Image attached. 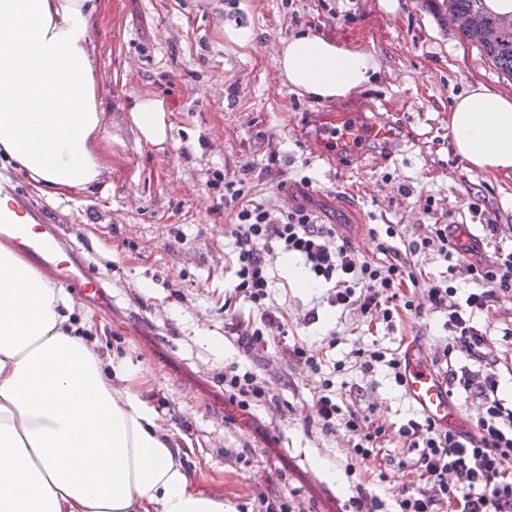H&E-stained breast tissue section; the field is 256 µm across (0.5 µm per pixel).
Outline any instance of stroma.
Masks as SVG:
<instances>
[{
    "label": "stroma",
    "mask_w": 512,
    "mask_h": 512,
    "mask_svg": "<svg viewBox=\"0 0 512 512\" xmlns=\"http://www.w3.org/2000/svg\"><path fill=\"white\" fill-rule=\"evenodd\" d=\"M229 28L251 29L252 43L230 42ZM304 31L374 57L376 79L338 105L391 123L390 143L333 163L315 155L308 117L322 106L290 89L275 56L281 40ZM92 44L111 178L54 200L1 158L0 179L10 178V196L40 223L61 226L102 274L111 302L80 299L76 306L104 322L101 353L149 369V397L196 448L183 462L201 493L239 512L271 492L294 512H343L359 481L346 471L351 436L323 430L312 388L330 378L351 406L375 407L381 422L399 427L415 413L403 387L386 369L349 368L352 353L415 339L432 354L447 338L444 316L366 326L325 302V286L298 287L277 255L270 261L274 299L286 308L289 333L323 355L322 369L312 372L275 334L243 355L231 325L253 310L233 291L240 202L229 200L228 188L242 187L245 199L274 217L303 201L369 259L377 255L369 225H397L409 241L429 224H467L478 234L491 218L500 226L484 242L492 257L512 246V174L469 170L451 148L448 109L480 84L511 96L512 77L460 36L442 0H101ZM148 94L165 98L172 112L160 147L139 140L129 120L130 107ZM488 325L500 392L512 399V346L500 341L503 328H512V296L500 300ZM337 361L345 370L334 371ZM234 362L266 384V400L246 428L210 406Z\"/></svg>",
    "instance_id": "35a3bbf8"
}]
</instances>
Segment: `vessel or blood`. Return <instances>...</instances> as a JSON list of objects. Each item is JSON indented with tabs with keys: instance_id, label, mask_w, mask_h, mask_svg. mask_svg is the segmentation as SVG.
<instances>
[{
	"instance_id": "vessel-or-blood-1",
	"label": "vessel or blood",
	"mask_w": 512,
	"mask_h": 512,
	"mask_svg": "<svg viewBox=\"0 0 512 512\" xmlns=\"http://www.w3.org/2000/svg\"><path fill=\"white\" fill-rule=\"evenodd\" d=\"M310 124L314 129L313 148L320 159L335 161L357 155L353 142L357 137L378 143L389 142L392 130L386 122L361 124L357 113L332 107L313 113ZM18 205H11L9 214L0 216L7 238L26 251L33 260L51 274L67 279L79 296L103 302L107 293L95 272L76 263L60 246L61 234L51 224L41 225L39 233H32L27 222L15 219ZM403 387L413 405L421 414L429 416L440 427L461 433L471 431L470 418L448 400L446 386L431 367L421 360L416 351H408Z\"/></svg>"
}]
</instances>
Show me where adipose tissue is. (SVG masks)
Returning <instances> with one entry per match:
<instances>
[{"instance_id": "adipose-tissue-1", "label": "adipose tissue", "mask_w": 512, "mask_h": 512, "mask_svg": "<svg viewBox=\"0 0 512 512\" xmlns=\"http://www.w3.org/2000/svg\"><path fill=\"white\" fill-rule=\"evenodd\" d=\"M97 0H0V153L54 197L109 179L106 110L91 64ZM292 90L333 101L366 88L370 54L306 32L282 41ZM139 137L163 144L162 98L130 108ZM456 154L478 172H512V96L477 86L448 112ZM103 322L0 243V512H238L202 495L193 447L143 394L147 368L101 356Z\"/></svg>"}]
</instances>
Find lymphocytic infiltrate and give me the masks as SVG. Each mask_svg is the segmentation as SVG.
Returning a JSON list of instances; mask_svg holds the SVG:
<instances>
[{
    "label": "lymphocytic infiltrate",
    "instance_id": "1",
    "mask_svg": "<svg viewBox=\"0 0 512 512\" xmlns=\"http://www.w3.org/2000/svg\"><path fill=\"white\" fill-rule=\"evenodd\" d=\"M232 258L234 291L258 313V322L236 323L231 331L243 352L266 341L267 329L287 337L285 313L270 305L271 276L266 254L280 251L300 256L315 277L331 286L328 300L355 311L365 322L382 318L394 323L421 317L430 310L445 315L448 332L432 363L442 372L449 394L476 399L478 412L471 432L457 434L425 416L408 418L398 430L403 445L399 467L420 481L418 489L402 488L392 503L357 486L346 512H512V401L499 394L500 379L489 360L487 330L479 315L489 314L502 295L512 293V248L498 249L493 260L482 256L484 237L464 224H431L424 236L398 247L395 225L371 230L378 260L360 258L335 225L314 221L302 205L289 208L285 219H272L262 205L247 204L236 215ZM435 249L447 263L470 273L474 286L458 296L453 285L424 277L411 265V255ZM426 295L427 304L416 301ZM224 395L230 404L251 410L266 395L253 371L231 365L224 371ZM323 429L351 434V455L371 463L385 454V424L372 409H354L331 380H323L314 396Z\"/></svg>",
    "mask_w": 512,
    "mask_h": 512
}]
</instances>
